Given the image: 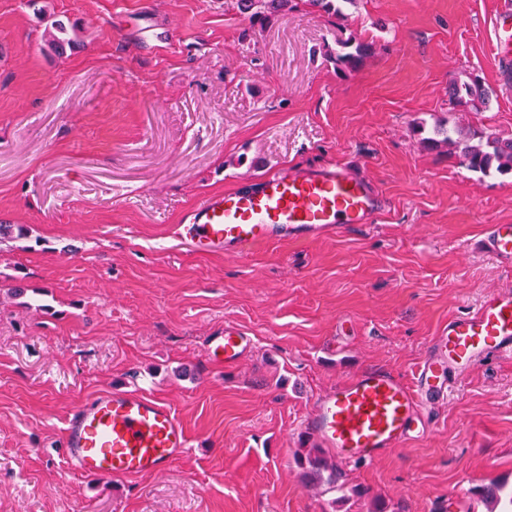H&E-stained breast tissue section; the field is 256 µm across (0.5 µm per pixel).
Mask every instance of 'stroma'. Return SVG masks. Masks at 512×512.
I'll return each instance as SVG.
<instances>
[{"instance_id":"35a3bbf8","label":"stroma","mask_w":512,"mask_h":512,"mask_svg":"<svg viewBox=\"0 0 512 512\" xmlns=\"http://www.w3.org/2000/svg\"><path fill=\"white\" fill-rule=\"evenodd\" d=\"M497 2L301 5L262 29L234 0H0V220L28 229L0 242V512H486L473 488L512 484V357L454 383L429 436L344 468V490L306 484L295 455L317 394L374 365L410 377L449 319L512 290L474 246L512 224V171L428 143L512 136ZM56 19L77 41L62 56ZM147 21L175 45L143 51ZM351 36L373 51L342 73ZM476 78L490 109L448 94ZM329 160L375 183L377 224L245 260L181 238L202 194ZM227 321L255 338L230 370L204 349ZM125 387L174 407L190 450L162 473L74 472L67 417Z\"/></svg>"}]
</instances>
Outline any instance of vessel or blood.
Masks as SVG:
<instances>
[{"label":"vessel or blood","instance_id":"b4317fda","mask_svg":"<svg viewBox=\"0 0 512 512\" xmlns=\"http://www.w3.org/2000/svg\"><path fill=\"white\" fill-rule=\"evenodd\" d=\"M495 56L512 62V0L494 16ZM385 203L368 180L336 163L316 170H276L249 188L202 196L185 214L180 235L191 250L246 258L275 241L337 236L378 221ZM481 246L512 260V225H493ZM254 347L228 322L209 336L212 366L235 368ZM512 355V292L487 294L475 311L451 318L435 336L411 380L371 368L320 393L306 433L347 463L370 462L428 433L424 402L445 399L449 379L488 354ZM184 423L167 403L136 390L105 391L79 405L64 429V453L80 473L128 477L167 470L188 450Z\"/></svg>","mask_w":512,"mask_h":512}]
</instances>
